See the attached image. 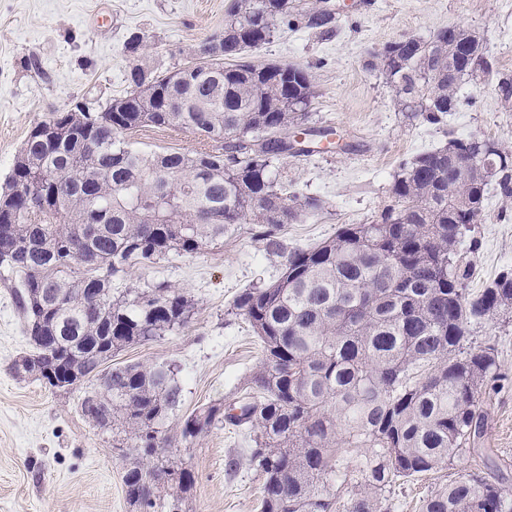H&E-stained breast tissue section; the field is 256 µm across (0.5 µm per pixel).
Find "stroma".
I'll list each match as a JSON object with an SVG mask.
<instances>
[{
  "label": "stroma",
  "mask_w": 512,
  "mask_h": 512,
  "mask_svg": "<svg viewBox=\"0 0 512 512\" xmlns=\"http://www.w3.org/2000/svg\"><path fill=\"white\" fill-rule=\"evenodd\" d=\"M231 0H0V187L34 123L84 103L97 110L124 95L133 66L172 71L194 57L199 43L223 29ZM332 30H280L247 55L256 64L288 63L307 70L317 96L314 126H331L340 150L288 159L279 172L293 190L323 203L321 212L287 225L289 248L307 249L346 224H366L390 201L392 173L403 160L444 146L453 137L479 135L512 148V102H503L500 78L512 79V13L503 0H327ZM461 25L484 40L493 75L467 81L457 111L432 125L400 111L397 94L368 62L386 43L423 39ZM145 48L126 52L130 35ZM144 151H186L198 139L187 130L143 128L129 134ZM472 288L512 269V200L490 191L475 226ZM279 262L264 254L250 225L223 245L196 257H170L148 269L113 277L122 288L160 281L183 289L195 304L179 334L125 348L120 363L167 359L178 367L182 414L240 396L261 359V347L235 296L258 280L272 281ZM18 279L0 269V512H128L122 475L126 461L78 409L80 391L46 387L16 375L13 361L28 352L17 302ZM496 343L504 387L486 403L483 450H465L450 468L398 486L388 512H421L423 500L449 479L495 477L512 493V313L472 329ZM243 429L219 425L193 444L173 440L171 452L192 469L195 485L185 512H259L262 479L249 463Z\"/></svg>",
  "instance_id": "1"
}]
</instances>
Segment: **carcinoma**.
<instances>
[{
    "instance_id": "cac0c4a2",
    "label": "carcinoma",
    "mask_w": 512,
    "mask_h": 512,
    "mask_svg": "<svg viewBox=\"0 0 512 512\" xmlns=\"http://www.w3.org/2000/svg\"><path fill=\"white\" fill-rule=\"evenodd\" d=\"M300 20L318 30L334 13L299 0H232L223 51L189 85L135 66L124 112H55L36 123L9 176L15 199L0 208V243L19 276L18 303L31 350L12 370L54 389L83 390L82 416L128 459L123 491L139 512H183L195 477L169 455L170 419L183 390L167 362L122 364L123 349L182 331L193 303L160 281L148 291L114 288L112 276L169 256H196L239 224L282 272L242 290L233 308L259 338L249 386L228 404L194 410L179 424L191 444L218 423L243 427L263 477L260 512H384L400 482L443 470L484 433L485 398L507 379L491 344L470 328L512 313V270L473 290L465 234L484 209L488 183L458 172L463 154L493 164L512 149L473 135L398 164L391 204L368 224H347L309 249H289L287 224L321 208L277 177L290 157L315 152L330 128L287 140L316 98L291 64L244 55ZM468 32L387 43L369 66L396 89L402 112L429 123L455 111L477 73ZM145 127L190 130L203 147L145 152L124 135ZM512 198V167L493 173ZM362 448L358 478L341 492L342 449ZM423 512H512L496 481L460 476Z\"/></svg>"
}]
</instances>
